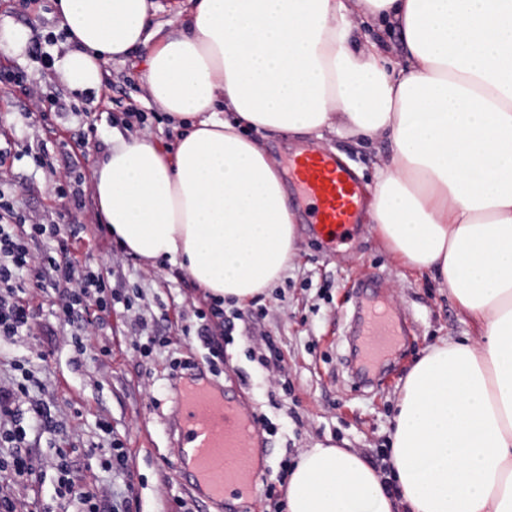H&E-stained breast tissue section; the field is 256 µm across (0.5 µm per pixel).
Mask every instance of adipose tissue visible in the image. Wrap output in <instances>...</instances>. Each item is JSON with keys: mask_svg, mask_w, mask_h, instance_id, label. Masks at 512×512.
Masks as SVG:
<instances>
[{"mask_svg": "<svg viewBox=\"0 0 512 512\" xmlns=\"http://www.w3.org/2000/svg\"><path fill=\"white\" fill-rule=\"evenodd\" d=\"M53 0L75 90L142 49L176 133L114 136L93 171L116 243L177 266L221 303L274 287L296 213L264 140L382 138L368 214L407 267L434 273L485 328L407 374L390 472L318 445L286 477L288 512H512V0ZM395 27L393 61L368 29Z\"/></svg>", "mask_w": 512, "mask_h": 512, "instance_id": "obj_1", "label": "adipose tissue"}]
</instances>
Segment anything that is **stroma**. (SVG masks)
<instances>
[{"mask_svg": "<svg viewBox=\"0 0 512 512\" xmlns=\"http://www.w3.org/2000/svg\"><path fill=\"white\" fill-rule=\"evenodd\" d=\"M7 29L18 31L24 43L18 52L0 49V63L21 73L24 84L16 86L0 74V186L12 193L17 210L27 218L84 225L79 257L111 272L113 284L139 291L132 307L116 308L107 323L94 327L81 362H74L67 330L54 317L61 296L57 289L28 291L26 299L37 312L32 335L0 339L2 383L13 377V365L29 345L53 354L50 376L30 398L50 405L60 427L52 435L30 431L37 476L13 487L24 508L30 512L51 503L59 477L56 451L70 447L73 469L88 481L118 494L133 483L132 512H184L187 503L194 512H225L218 505L197 503L173 467L168 372L175 357L204 365L228 395L253 409L267 441L269 466L295 459L318 443L352 448L377 461L389 446L397 399L410 368L441 338L478 340L479 325L432 273L405 268L368 224H361L352 240L329 245L302 223L285 278L245 304L243 315L224 308V355L211 358L196 334L199 314L210 303L203 289L177 267L116 255L111 235L98 228L92 168L113 132H149L162 149L174 139L164 113L149 102L142 52L105 64L99 89L75 91L55 65L67 47L52 0L27 6L21 0H0V32ZM43 101L67 107V114L55 121L64 140L79 138L88 126L96 128L83 157L56 149L50 170L35 169L24 152L25 144L42 132ZM325 148L343 155L366 186L390 153L382 140L335 139ZM69 173L82 177L80 194H60ZM372 283L413 321L405 345L374 384L363 382L344 364L349 332L365 287ZM144 314L151 318L148 335L169 339L167 346L153 347L146 356L133 345L135 320ZM102 420L111 423V433L99 429ZM115 438L128 450L129 475L104 470L92 454Z\"/></svg>", "mask_w": 512, "mask_h": 512, "instance_id": "obj_1", "label": "stroma"}]
</instances>
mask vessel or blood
I'll list each match as a JSON object with an SVG mask.
<instances>
[{
	"label": "vessel or blood",
	"instance_id": "vessel-or-blood-1",
	"mask_svg": "<svg viewBox=\"0 0 512 512\" xmlns=\"http://www.w3.org/2000/svg\"><path fill=\"white\" fill-rule=\"evenodd\" d=\"M288 169L308 203V222L323 237L347 238L358 225L365 194L350 169L335 155L311 147L290 156ZM358 359L365 371L380 366L399 343L400 329L388 301L372 295L360 308ZM202 368L177 374L173 380L175 467L199 501L220 503L226 496H246L257 489L258 463L254 451L263 435L252 428L248 436L236 429L245 407L216 399L204 385Z\"/></svg>",
	"mask_w": 512,
	"mask_h": 512
}]
</instances>
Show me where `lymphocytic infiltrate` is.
<instances>
[{
    "label": "lymphocytic infiltrate",
    "mask_w": 512,
    "mask_h": 512,
    "mask_svg": "<svg viewBox=\"0 0 512 512\" xmlns=\"http://www.w3.org/2000/svg\"><path fill=\"white\" fill-rule=\"evenodd\" d=\"M80 240L73 225L27 223L15 208L13 198L0 190V336L16 338L30 335L36 319L33 308L22 295L30 286L59 288L63 294L54 310L59 323L71 329V347L76 356L86 355L90 328L100 314L111 313L116 306H130L126 292L114 289L109 277L73 256ZM48 362L47 352L23 357L14 363L18 378L0 385V467L8 469L14 483H27L34 475L36 462L27 452L28 431L37 426L44 432L56 430L47 404L30 401L32 387L40 379L30 370L31 360ZM29 409H22V402ZM71 451L58 449L59 473L56 494L59 499L79 503L81 512H130L129 499L117 500L107 488L74 477Z\"/></svg>",
    "instance_id": "f902f5d3"
}]
</instances>
